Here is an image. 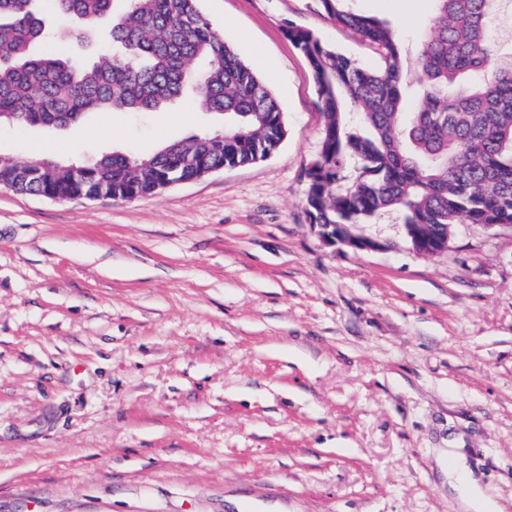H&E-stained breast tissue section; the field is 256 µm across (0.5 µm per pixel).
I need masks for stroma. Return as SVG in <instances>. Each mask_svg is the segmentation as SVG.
Segmentation results:
<instances>
[{"label": "stroma", "mask_w": 512, "mask_h": 512, "mask_svg": "<svg viewBox=\"0 0 512 512\" xmlns=\"http://www.w3.org/2000/svg\"><path fill=\"white\" fill-rule=\"evenodd\" d=\"M402 43L432 0H348ZM278 99L267 159L130 201L0 188V512H466L456 442L512 512V226L417 252L398 216L325 246L305 207L323 116L307 29L380 57L317 0H200ZM190 97L66 129L0 128V154L94 163L200 133Z\"/></svg>", "instance_id": "35a3bbf8"}]
</instances>
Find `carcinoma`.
Instances as JSON below:
<instances>
[{
  "mask_svg": "<svg viewBox=\"0 0 512 512\" xmlns=\"http://www.w3.org/2000/svg\"><path fill=\"white\" fill-rule=\"evenodd\" d=\"M48 0L83 40L101 22L109 46L89 63L39 54L58 37L41 0H0V125L64 128L94 112H157L191 95L220 129L150 155L106 153L75 174L44 158L0 154V182L18 193L112 200L153 194L173 180L256 163L286 136L283 112L256 71L224 42L199 0ZM360 35L382 65L365 69L313 32L288 27L306 57L324 118L323 162L307 172L312 224H370L398 214L434 240L451 227L512 224V63L501 64L492 0H435L430 38L409 59L385 21L346 0H318ZM357 164L342 186L345 163Z\"/></svg>",
  "mask_w": 512,
  "mask_h": 512,
  "instance_id": "cac0c4a2",
  "label": "carcinoma"
}]
</instances>
